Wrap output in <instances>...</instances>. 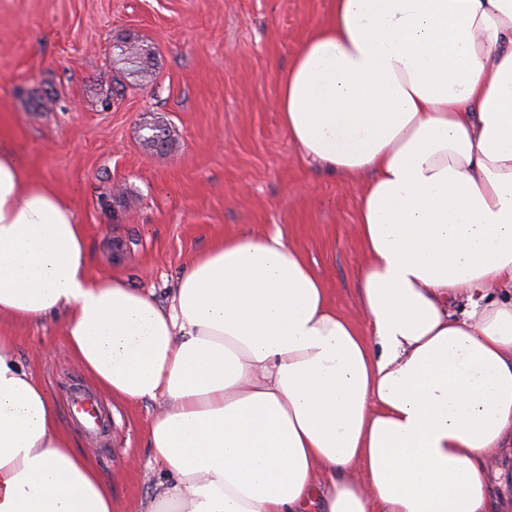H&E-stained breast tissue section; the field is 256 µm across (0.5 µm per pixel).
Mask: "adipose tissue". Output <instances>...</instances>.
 Returning <instances> with one entry per match:
<instances>
[{
	"label": "adipose tissue",
	"mask_w": 512,
	"mask_h": 512,
	"mask_svg": "<svg viewBox=\"0 0 512 512\" xmlns=\"http://www.w3.org/2000/svg\"><path fill=\"white\" fill-rule=\"evenodd\" d=\"M363 180L365 323L281 229L194 256L168 303L88 270L68 199L0 137V319L60 323L103 393L153 401L145 512H512V0H332L277 100ZM0 512H112V484L0 337ZM491 476L497 491L503 495H512V458L504 453L491 457Z\"/></svg>",
	"instance_id": "adipose-tissue-1"
}]
</instances>
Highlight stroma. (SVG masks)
<instances>
[{"label":"stroma","mask_w":512,"mask_h":512,"mask_svg":"<svg viewBox=\"0 0 512 512\" xmlns=\"http://www.w3.org/2000/svg\"><path fill=\"white\" fill-rule=\"evenodd\" d=\"M331 0H0V126L67 195L95 277L166 299L188 260L226 234L282 228L337 308L364 315L353 224L362 182L301 162L279 119L282 77ZM166 130L146 145L142 128ZM56 401L88 377L59 326L0 324ZM78 446L138 512L166 476L152 462L151 401L122 403Z\"/></svg>","instance_id":"stroma-1"}]
</instances>
